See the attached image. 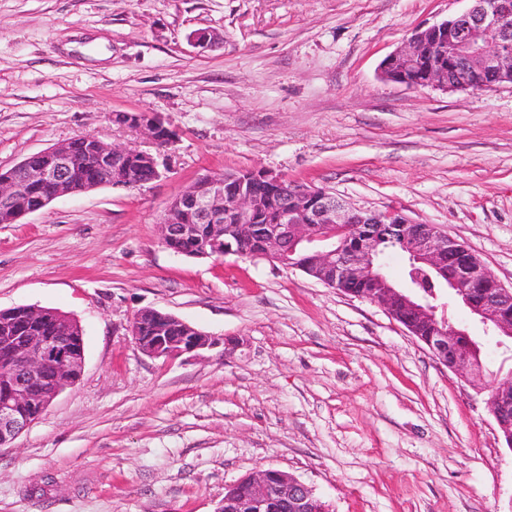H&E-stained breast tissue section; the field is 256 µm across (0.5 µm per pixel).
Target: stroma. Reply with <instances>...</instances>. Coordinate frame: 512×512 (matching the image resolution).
<instances>
[{
	"label": "stroma",
	"mask_w": 512,
	"mask_h": 512,
	"mask_svg": "<svg viewBox=\"0 0 512 512\" xmlns=\"http://www.w3.org/2000/svg\"><path fill=\"white\" fill-rule=\"evenodd\" d=\"M467 0H0V168L78 135L149 149L116 112L176 135L163 173L58 198L0 224V309L75 318L84 366L0 448V512H219L265 468L329 512H512V451L482 340L460 379L379 306L296 268L193 258L161 241L169 201L205 175L267 169L348 204L437 225L512 287V85L385 81L413 29ZM210 32L211 46L192 36ZM154 308L215 337L153 358L130 325Z\"/></svg>",
	"instance_id": "35a3bbf8"
}]
</instances>
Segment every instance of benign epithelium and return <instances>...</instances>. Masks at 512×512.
<instances>
[{
  "mask_svg": "<svg viewBox=\"0 0 512 512\" xmlns=\"http://www.w3.org/2000/svg\"><path fill=\"white\" fill-rule=\"evenodd\" d=\"M384 80L409 87L445 91L480 90L512 84V0H471L460 15L416 29L381 63ZM114 120L139 130L157 148L173 143V133L145 112H116ZM91 163L78 176L70 141L34 153L0 170V224H15L53 200L100 187H136L139 170L161 176L158 155L111 145L86 136ZM33 187L43 197L29 201ZM273 213L275 223H261ZM207 234L214 252L264 258L294 267L324 285L383 307L392 319L424 343L458 377L481 373L480 352L465 328L448 320L436 304L437 291L419 289L416 274H434L440 288L451 292L487 328L512 336V288L504 287L468 248L434 224H417L393 208H355L323 188L307 186L266 169L203 176L175 196L163 220V243L187 255ZM400 242L409 260L411 282L396 286L382 270L383 240ZM26 322L16 310L0 309V447L11 443L37 420L82 370L83 336L70 319L54 322L38 308H27ZM131 336L150 357L173 359L209 348L216 339L185 321L156 309L138 312ZM498 397L488 400L491 414L507 433L512 419V373L496 380ZM219 512H327L313 490L286 472L259 470L228 488Z\"/></svg>",
  "mask_w": 512,
  "mask_h": 512,
  "instance_id": "benign-epithelium-1",
  "label": "benign epithelium"
}]
</instances>
